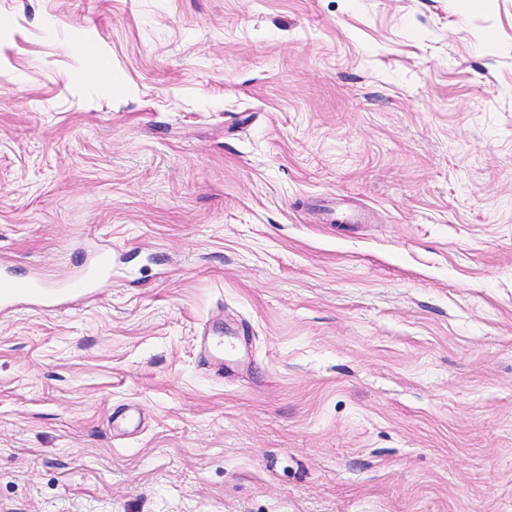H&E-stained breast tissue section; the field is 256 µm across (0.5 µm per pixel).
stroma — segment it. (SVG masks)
I'll use <instances>...</instances> for the list:
<instances>
[{
    "label": "stroma",
    "instance_id": "1",
    "mask_svg": "<svg viewBox=\"0 0 512 512\" xmlns=\"http://www.w3.org/2000/svg\"><path fill=\"white\" fill-rule=\"evenodd\" d=\"M102 248L0 316V512H512V0H0V263ZM110 260L104 252L97 254L96 260L92 266L85 267L78 273L58 280L54 284L45 283L41 279L29 281H18L14 278L11 268L7 265H0V313H7L21 305L22 300H30L28 306L33 308H43L45 301L56 302L52 307H63L67 304L66 300L71 297H88L91 289L96 288L98 278L104 280L112 279V269H110ZM47 288H52V292H46ZM203 339L200 345L199 356L203 367L212 372L216 377L224 378V367L222 364L210 365L209 359L224 358L225 354H232L236 350V344L233 341L224 343V337L219 327L205 326L203 328Z\"/></svg>",
    "mask_w": 512,
    "mask_h": 512
}]
</instances>
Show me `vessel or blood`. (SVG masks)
Returning a JSON list of instances; mask_svg holds the SVG:
<instances>
[{"instance_id":"b4317fda","label":"vessel or blood","mask_w":512,"mask_h":512,"mask_svg":"<svg viewBox=\"0 0 512 512\" xmlns=\"http://www.w3.org/2000/svg\"><path fill=\"white\" fill-rule=\"evenodd\" d=\"M110 260L106 253H98L92 266L80 270L78 273L58 280L53 285H46L43 280L29 281L16 280L9 266L0 265V313H7L20 305L21 301H30L32 307H41L43 302L53 301L57 306H65L69 298L88 297L99 279H111ZM235 342L224 341L221 330L215 326L203 329V339L200 345L199 356L201 361L210 358H220L233 353Z\"/></svg>"}]
</instances>
